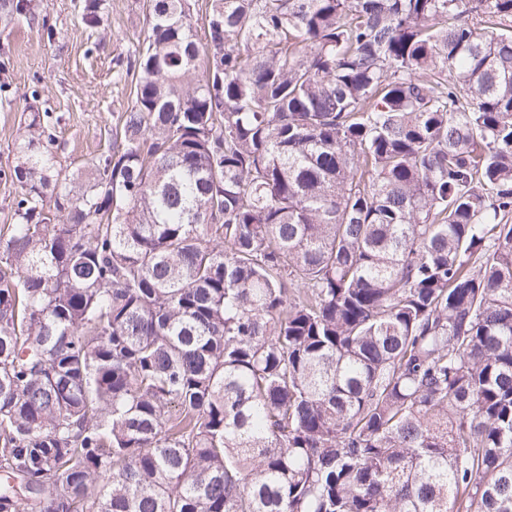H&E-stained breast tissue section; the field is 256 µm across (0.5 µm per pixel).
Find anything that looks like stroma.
<instances>
[{
  "instance_id": "stroma-1",
  "label": "stroma",
  "mask_w": 512,
  "mask_h": 512,
  "mask_svg": "<svg viewBox=\"0 0 512 512\" xmlns=\"http://www.w3.org/2000/svg\"><path fill=\"white\" fill-rule=\"evenodd\" d=\"M80 0H40L34 21L0 13V225L13 221L18 187L7 174L14 141L30 113L42 112L66 175L112 152V131L132 107L130 81L116 75L145 45L147 0H102L99 27L81 21Z\"/></svg>"
}]
</instances>
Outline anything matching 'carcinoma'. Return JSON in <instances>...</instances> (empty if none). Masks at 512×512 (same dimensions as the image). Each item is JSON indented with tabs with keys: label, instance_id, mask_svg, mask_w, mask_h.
<instances>
[{
	"label": "carcinoma",
	"instance_id": "cac0c4a2",
	"mask_svg": "<svg viewBox=\"0 0 512 512\" xmlns=\"http://www.w3.org/2000/svg\"><path fill=\"white\" fill-rule=\"evenodd\" d=\"M186 2L17 136L0 512H512V0Z\"/></svg>",
	"mask_w": 512,
	"mask_h": 512
}]
</instances>
